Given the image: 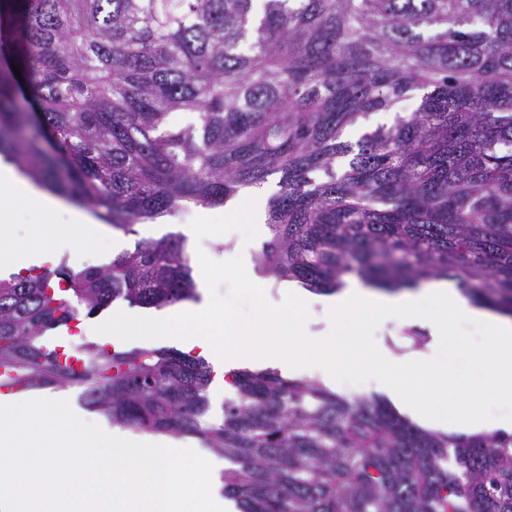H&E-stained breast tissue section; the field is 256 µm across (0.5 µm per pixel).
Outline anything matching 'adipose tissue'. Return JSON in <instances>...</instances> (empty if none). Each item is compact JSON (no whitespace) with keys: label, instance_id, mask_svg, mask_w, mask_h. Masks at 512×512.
I'll return each instance as SVG.
<instances>
[{"label":"adipose tissue","instance_id":"ef3b65f1","mask_svg":"<svg viewBox=\"0 0 512 512\" xmlns=\"http://www.w3.org/2000/svg\"><path fill=\"white\" fill-rule=\"evenodd\" d=\"M25 208L39 217L33 238L16 244L8 225H0V269H23L27 262L45 254L44 235L56 238L97 237L99 225L72 214L67 225H47L43 218L56 211L47 195L20 186L10 172L0 170V212ZM263 306L246 324L226 316L222 306L204 297L193 314L164 311L141 321L120 316L104 329L116 336H148L155 342L180 340L186 347H199L224 368L246 364H270L288 372L306 373L323 362H339L354 353L363 354L372 369L399 371L421 379L416 388H390L391 398L415 415L441 422L436 406H454L458 414L453 430L461 435L501 431L512 433V317L498 315L472 304L444 280H433L415 290L396 293L366 287L358 278H347L344 288L332 295L316 294L286 280L269 278L262 288ZM376 320L381 330L395 335L399 328L418 325L427 329L424 349L402 356L383 345L357 338L354 346L340 344L336 335L352 322ZM463 324L480 329L490 376L482 386L498 406L495 414L477 412L473 383L449 382L447 373L434 365L436 353Z\"/></svg>","mask_w":512,"mask_h":512}]
</instances>
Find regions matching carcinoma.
Masks as SVG:
<instances>
[{
	"instance_id": "cac0c4a2",
	"label": "carcinoma",
	"mask_w": 512,
	"mask_h": 512,
	"mask_svg": "<svg viewBox=\"0 0 512 512\" xmlns=\"http://www.w3.org/2000/svg\"><path fill=\"white\" fill-rule=\"evenodd\" d=\"M0 0V156L126 234L278 176L258 267L334 293L446 278L512 317V0ZM421 93L356 142L346 127ZM185 113L183 122L173 120ZM197 298L168 234L0 278V376L79 387L120 428L191 434L240 512H512V434H439L311 379L56 332ZM124 310V311H136V312H150V311H159L155 309H146V308H140V307H130L126 302H116L112 305L111 308L101 312L99 315L94 316L92 318H86L83 319L81 324L78 327L77 335L73 336L71 338V346L73 349L77 350L81 346H83L86 343H97V344H108L109 348L110 345H115L116 347H121L123 349H131L133 347H153V348H174L178 350H183L178 345L175 344H168V345H156L148 341H132V342H126L121 343L119 345L112 344L111 342H104L100 340L99 336H93L92 335V329L102 320L108 317H112L113 314H115L117 311Z\"/></svg>"
}]
</instances>
